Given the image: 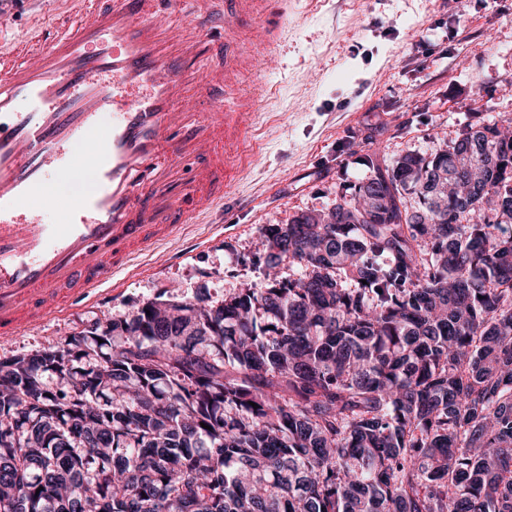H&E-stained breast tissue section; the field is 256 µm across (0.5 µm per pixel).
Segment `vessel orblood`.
I'll list each match as a JSON object with an SVG mask.
<instances>
[{
    "label": "vessel or blood",
    "instance_id": "1",
    "mask_svg": "<svg viewBox=\"0 0 512 512\" xmlns=\"http://www.w3.org/2000/svg\"><path fill=\"white\" fill-rule=\"evenodd\" d=\"M103 2L76 10V23L50 32L38 51L0 54L4 338L110 283L223 198L254 99L201 114L191 88L271 56L285 17L283 0H226L223 19L193 13L195 41L170 21L182 0ZM242 23L252 28L247 50L231 36ZM208 49L223 55V70L196 69ZM86 178L75 197L48 191Z\"/></svg>",
    "mask_w": 512,
    "mask_h": 512
}]
</instances>
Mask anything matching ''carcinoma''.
<instances>
[{
    "label": "carcinoma",
    "instance_id": "obj_1",
    "mask_svg": "<svg viewBox=\"0 0 512 512\" xmlns=\"http://www.w3.org/2000/svg\"><path fill=\"white\" fill-rule=\"evenodd\" d=\"M361 161L296 272L0 360V512H512V119Z\"/></svg>",
    "mask_w": 512,
    "mask_h": 512
}]
</instances>
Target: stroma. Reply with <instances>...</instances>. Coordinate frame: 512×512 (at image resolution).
Segmentation results:
<instances>
[{"mask_svg": "<svg viewBox=\"0 0 512 512\" xmlns=\"http://www.w3.org/2000/svg\"><path fill=\"white\" fill-rule=\"evenodd\" d=\"M15 15L0 48L40 47L44 13L63 0H0ZM255 88L250 162L222 203L135 257L99 288L34 328L0 339V359L61 342L92 321L129 317L160 299L212 302L260 282L258 229L332 208L341 187L366 181V153L431 154L466 125L512 118V0H288L272 59L240 77Z\"/></svg>", "mask_w": 512, "mask_h": 512, "instance_id": "35a3bbf8", "label": "stroma"}]
</instances>
